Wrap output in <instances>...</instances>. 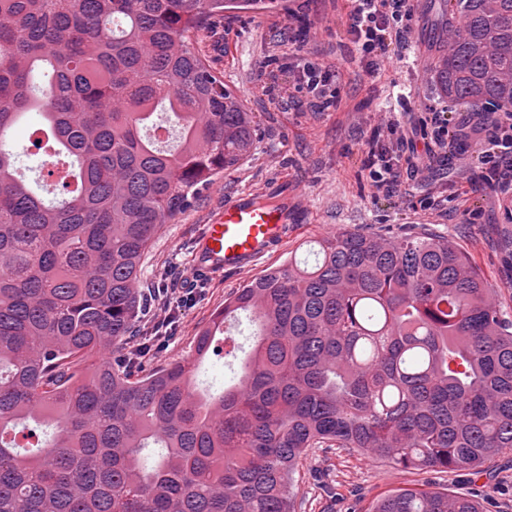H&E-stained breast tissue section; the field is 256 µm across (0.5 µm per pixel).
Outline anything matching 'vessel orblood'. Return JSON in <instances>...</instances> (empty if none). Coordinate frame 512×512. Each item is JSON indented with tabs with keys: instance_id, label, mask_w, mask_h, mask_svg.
I'll use <instances>...</instances> for the list:
<instances>
[{
	"instance_id": "b4317fda",
	"label": "vessel or blood",
	"mask_w": 512,
	"mask_h": 512,
	"mask_svg": "<svg viewBox=\"0 0 512 512\" xmlns=\"http://www.w3.org/2000/svg\"><path fill=\"white\" fill-rule=\"evenodd\" d=\"M304 209L303 195L289 191L284 178L270 182L263 197L243 193L225 198L223 207L210 216L199 235L194 274L252 268L286 245Z\"/></svg>"
}]
</instances>
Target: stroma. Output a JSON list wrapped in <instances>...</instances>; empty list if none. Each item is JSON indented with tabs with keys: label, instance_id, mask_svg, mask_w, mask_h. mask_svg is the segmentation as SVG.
I'll return each mask as SVG.
<instances>
[{
	"label": "stroma",
	"instance_id": "obj_1",
	"mask_svg": "<svg viewBox=\"0 0 512 512\" xmlns=\"http://www.w3.org/2000/svg\"><path fill=\"white\" fill-rule=\"evenodd\" d=\"M438 3L417 0L406 50L390 55L372 74L366 73L348 34L351 0H288L284 10L228 12L191 35V48L251 112L256 150L203 187L191 207L163 226L142 265L143 289L181 287L191 275L203 224L227 197L261 192L284 177L305 196L307 214L302 229L278 255L244 272L197 277L192 300L175 313L167 340L142 359V370L194 361L197 334L223 309L226 298L289 256L307 259L309 240L343 229L386 235L425 231L453 239L494 288L499 309L512 317V195L502 196L482 182L477 138L454 140L447 157L433 159L423 177L403 179L391 196L376 193L364 165L374 139L393 122L423 146L426 114L421 104L448 103L432 86L423 17L426 6ZM302 57L337 73L335 106L318 111L284 74L270 85L266 71ZM36 122V115H28L13 134L18 173L32 184L45 159L30 147ZM399 488H446L478 496L486 512H512V453L501 455L479 477L466 471L419 475L359 452L318 448L300 472L298 512H370L374 502Z\"/></svg>",
	"mask_w": 512,
	"mask_h": 512
}]
</instances>
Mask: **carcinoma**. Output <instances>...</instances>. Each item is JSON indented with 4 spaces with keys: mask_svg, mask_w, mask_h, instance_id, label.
<instances>
[{
    "mask_svg": "<svg viewBox=\"0 0 512 512\" xmlns=\"http://www.w3.org/2000/svg\"><path fill=\"white\" fill-rule=\"evenodd\" d=\"M277 0H0V512H296L312 448L404 470L485 473L512 451V319L444 236L339 231L224 301L196 337L258 325L240 379L145 375L142 260L201 187L250 155L242 101L189 47L218 15ZM433 85L512 106V0H442ZM39 116L45 200L7 137ZM163 112L164 150L142 134ZM373 512H484L403 490Z\"/></svg>",
    "mask_w": 512,
    "mask_h": 512,
    "instance_id": "obj_1",
    "label": "carcinoma"
}]
</instances>
